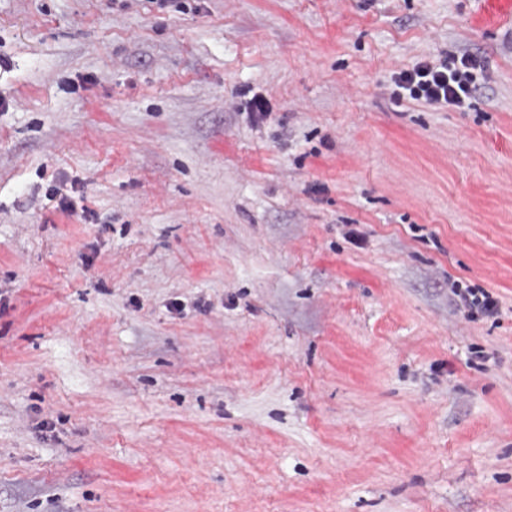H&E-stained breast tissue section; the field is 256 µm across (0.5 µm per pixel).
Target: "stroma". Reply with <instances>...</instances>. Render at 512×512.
Returning a JSON list of instances; mask_svg holds the SVG:
<instances>
[{
  "instance_id": "35a3bbf8",
  "label": "stroma",
  "mask_w": 512,
  "mask_h": 512,
  "mask_svg": "<svg viewBox=\"0 0 512 512\" xmlns=\"http://www.w3.org/2000/svg\"><path fill=\"white\" fill-rule=\"evenodd\" d=\"M0 512H512V20L0 0ZM452 63V65H450ZM471 66L463 57L457 65L455 55L448 53L438 64L420 62L394 77L397 97L422 100L434 108H464L478 90ZM468 295L459 294L456 290H453L454 294H457L461 298V307L464 309L469 319L474 318L475 314L480 312L484 315H492L497 308L494 300H492L486 293L481 294L479 298L473 290H468ZM469 295L472 298H469Z\"/></svg>"
}]
</instances>
